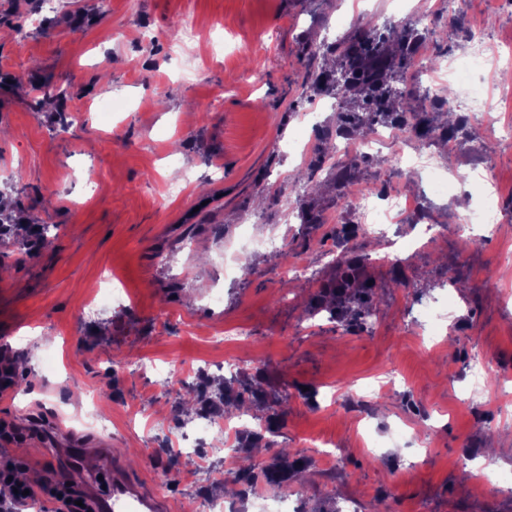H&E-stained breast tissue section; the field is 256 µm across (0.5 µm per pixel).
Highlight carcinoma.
I'll return each instance as SVG.
<instances>
[{"mask_svg":"<svg viewBox=\"0 0 512 512\" xmlns=\"http://www.w3.org/2000/svg\"><path fill=\"white\" fill-rule=\"evenodd\" d=\"M420 41L421 32L414 27L401 31V36L394 42L384 34L358 27L333 49L337 53L334 63L311 72L305 86L341 95L336 124V130L341 134H351L363 128V116L372 113L383 124L411 123L422 139L446 141L464 126L465 121H438V117L445 114L441 103L433 105L429 112H419L411 99L396 87L400 78L413 67ZM366 260V256L353 252L338 261L339 276L322 287L312 304L313 310L325 311L333 320L340 309L348 313L354 323L365 326L372 317L370 298L366 297L371 285L358 282L356 273ZM246 398L267 408L265 429L277 434L283 421V414L277 409L278 400L270 399L263 389L251 384L238 391L228 385L208 393L194 388L187 402L199 405V414L221 416L224 406L241 403ZM303 468V461L291 449L283 448L264 468L265 483L270 490L280 491Z\"/></svg>","mask_w":512,"mask_h":512,"instance_id":"obj_1","label":"carcinoma"}]
</instances>
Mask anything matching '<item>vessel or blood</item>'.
Instances as JSON below:
<instances>
[{
	"mask_svg": "<svg viewBox=\"0 0 512 512\" xmlns=\"http://www.w3.org/2000/svg\"><path fill=\"white\" fill-rule=\"evenodd\" d=\"M99 479L93 480L97 512H168L161 500L129 479L111 449H101Z\"/></svg>",
	"mask_w": 512,
	"mask_h": 512,
	"instance_id": "vessel-or-blood-1",
	"label": "vessel or blood"
}]
</instances>
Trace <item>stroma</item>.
<instances>
[{
	"label": "stroma",
	"mask_w": 512,
	"mask_h": 512,
	"mask_svg": "<svg viewBox=\"0 0 512 512\" xmlns=\"http://www.w3.org/2000/svg\"><path fill=\"white\" fill-rule=\"evenodd\" d=\"M0 0V195L9 209L0 232L16 246L0 259V349L16 386L0 397V423L29 432L19 441L29 471L57 458L59 436L105 444L128 473L166 498L170 512H197L201 494L236 512H254L214 478L220 463L185 467L163 450V434L185 421V389L160 386L165 362L227 367L231 385L254 377L280 399L284 424L273 446L252 453L257 467L289 448L306 464L294 481L300 512H512V498L477 492L466 463L486 459L512 478V407L492 397L467 406L470 364L488 359L487 382L512 391V131L470 122L449 143L429 145L435 175H412L389 147L356 160L354 185L399 192L418 208L387 237L404 249L402 268L375 264L373 234L344 239L353 208L339 198L328 168L296 161L294 146L335 127L324 110L308 127L298 113L306 72L350 31L353 12L382 25L394 0ZM34 20L18 40V18ZM220 28H212V21ZM196 23L205 43L182 50V24ZM491 41L512 38L507 0H469L435 44L438 55L464 52L470 24ZM66 102L43 99L41 86ZM222 107H212L216 97ZM111 103V119L98 112ZM80 120H73V111ZM494 147L497 182L480 177ZM85 169L75 182L71 169ZM311 177L299 198L324 217L283 223L278 199L257 187L281 173ZM501 218L491 236L458 238L454 223L486 196ZM32 224L50 225L46 240ZM428 224L444 232L425 240ZM287 238L288 255L258 250L252 274L228 277L225 245L250 235ZM368 258L361 277L376 284L374 322L366 329L312 314L308 302L337 274L331 253ZM311 264L309 280L286 282L289 260ZM125 305L96 316L84 306L105 283ZM223 294L213 301V290ZM436 301L445 319L423 315ZM393 377L382 396H350L337 385L366 386ZM98 398L112 430L71 425L55 411ZM314 447H306V440ZM340 448L342 460L321 461Z\"/></svg>",
	"instance_id": "1"
}]
</instances>
